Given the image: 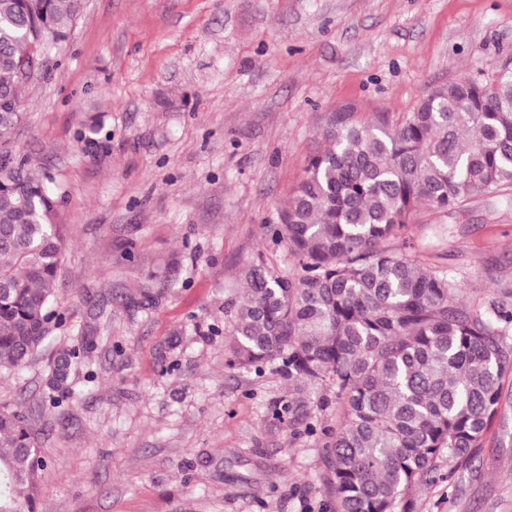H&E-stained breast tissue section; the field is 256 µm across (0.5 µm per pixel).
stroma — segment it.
Returning a JSON list of instances; mask_svg holds the SVG:
<instances>
[{"instance_id": "stroma-1", "label": "stroma", "mask_w": 512, "mask_h": 512, "mask_svg": "<svg viewBox=\"0 0 512 512\" xmlns=\"http://www.w3.org/2000/svg\"><path fill=\"white\" fill-rule=\"evenodd\" d=\"M509 61L512 0H83L13 143L50 175L66 233L69 318L0 373V407L48 460L39 512H326L321 434L271 420L311 389L227 366L242 263L287 265L264 225L336 111L396 123ZM401 238L477 309L512 284V191L420 207ZM92 328L74 397L51 404L54 356ZM454 473L410 489L409 512H512V408Z\"/></svg>"}]
</instances>
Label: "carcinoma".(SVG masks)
Here are the masks:
<instances>
[{"instance_id":"1","label":"carcinoma","mask_w":512,"mask_h":512,"mask_svg":"<svg viewBox=\"0 0 512 512\" xmlns=\"http://www.w3.org/2000/svg\"><path fill=\"white\" fill-rule=\"evenodd\" d=\"M78 0H0V143L21 126L22 88L38 59L67 38ZM327 148L264 225L295 272L260 253L244 264L246 287L232 303L230 365H269L336 406L321 430L323 483L332 512H396L403 495L470 457L505 409L512 372L509 286L482 309L461 306L447 272L393 247L415 211L456 210L477 191L512 188V66L488 80L431 88L391 125L339 111ZM52 178L0 152V372L24 368L64 326L55 295L64 251ZM78 345L57 358L51 392L67 391ZM288 428L307 418L289 398ZM46 465L19 412L0 409V512H37Z\"/></svg>"}]
</instances>
